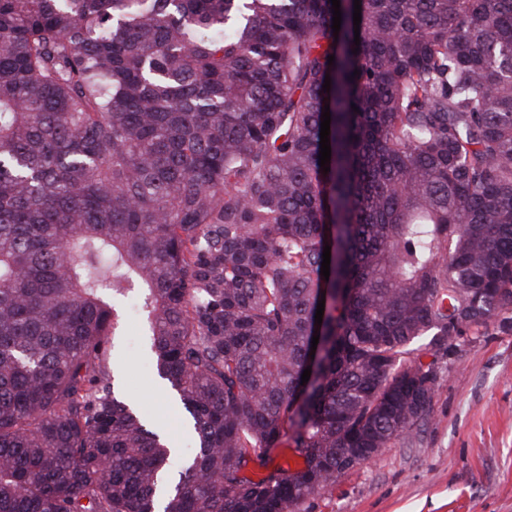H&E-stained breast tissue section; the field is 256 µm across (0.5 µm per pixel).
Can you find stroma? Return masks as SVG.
Wrapping results in <instances>:
<instances>
[{
    "instance_id": "obj_1",
    "label": "stroma",
    "mask_w": 512,
    "mask_h": 512,
    "mask_svg": "<svg viewBox=\"0 0 512 512\" xmlns=\"http://www.w3.org/2000/svg\"><path fill=\"white\" fill-rule=\"evenodd\" d=\"M419 356L440 371L420 437L342 473L301 512H512V311L469 330L457 348ZM106 364L117 395L160 428L179 457H191L184 409L155 374L137 313L109 337Z\"/></svg>"
}]
</instances>
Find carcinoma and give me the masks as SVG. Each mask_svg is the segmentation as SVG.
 Returning a JSON list of instances; mask_svg holds the SVG:
<instances>
[{
  "mask_svg": "<svg viewBox=\"0 0 512 512\" xmlns=\"http://www.w3.org/2000/svg\"><path fill=\"white\" fill-rule=\"evenodd\" d=\"M340 9L0 0V512H299L512 310V0ZM131 296L178 465L105 365Z\"/></svg>",
  "mask_w": 512,
  "mask_h": 512,
  "instance_id": "obj_1",
  "label": "carcinoma"
}]
</instances>
